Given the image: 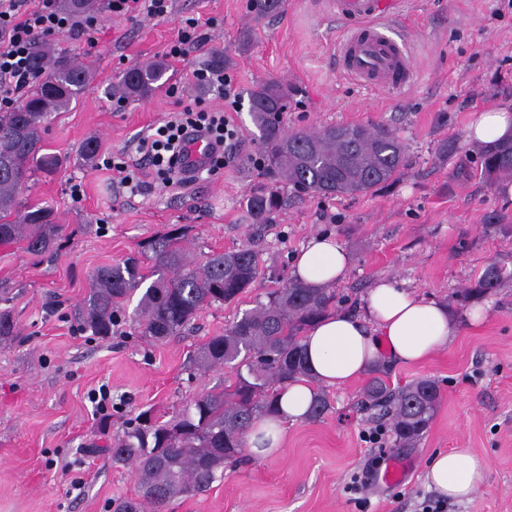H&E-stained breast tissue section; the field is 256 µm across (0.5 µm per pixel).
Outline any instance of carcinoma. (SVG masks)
I'll use <instances>...</instances> for the list:
<instances>
[{"instance_id": "cac0c4a2", "label": "carcinoma", "mask_w": 512, "mask_h": 512, "mask_svg": "<svg viewBox=\"0 0 512 512\" xmlns=\"http://www.w3.org/2000/svg\"><path fill=\"white\" fill-rule=\"evenodd\" d=\"M254 20L279 12L283 0H248ZM93 0H59L74 18L91 10ZM31 64L37 83L8 110L0 111V244L23 242L32 254L49 251L61 225L53 212L38 205L21 206L31 178L38 171L56 172L62 159L44 152L51 115L69 108L92 80V66L56 56L51 45L35 41ZM162 61L134 66L119 78L116 93L146 99L166 74ZM288 85L266 81L250 92V112L259 130L265 168L305 195L358 196L393 180L406 164V150L395 132L383 124L328 126L315 131L285 128ZM458 174L479 175L489 184L512 179V141L478 147L464 154ZM276 186L249 192L246 208L255 224H268L280 208ZM186 230L178 228L147 245L143 253L122 263L103 266L91 277L87 295L75 310L81 329L105 339L112 335L120 306L141 292L131 327L145 340L159 343L180 335L198 313L215 304H230L253 287L262 271L249 247L212 253L205 262L189 256ZM512 279V269L489 263L471 284L456 291L459 305ZM224 333L212 336L195 351V370L228 367L232 380L217 391L199 394L175 416L162 421L145 411L129 422L112 443V462L134 469L139 499L121 503V512H160L176 496L209 490L224 463L246 447L250 425L277 413L278 391L307 374L301 341L304 332L334 305L329 288H309L294 278L270 291ZM362 405L389 417L394 445L415 444L433 419L441 392L430 379L391 389L388 367L370 371Z\"/></svg>"}]
</instances>
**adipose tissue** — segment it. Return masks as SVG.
<instances>
[{"label": "adipose tissue", "mask_w": 512, "mask_h": 512, "mask_svg": "<svg viewBox=\"0 0 512 512\" xmlns=\"http://www.w3.org/2000/svg\"><path fill=\"white\" fill-rule=\"evenodd\" d=\"M468 136L481 143L512 138V113L496 109L477 113ZM350 258L334 239L311 238L293 260L294 276L313 288L346 278ZM453 324L445 305L388 278L377 281L361 312L330 313L302 340L308 373L280 394L278 414L258 421L247 433L251 450L267 455L280 447L286 423L305 419L320 387H340L359 380L376 363L418 364L447 346ZM487 470L484 458L458 448L437 454L428 463L429 488L455 501L471 500Z\"/></svg>", "instance_id": "obj_1"}]
</instances>
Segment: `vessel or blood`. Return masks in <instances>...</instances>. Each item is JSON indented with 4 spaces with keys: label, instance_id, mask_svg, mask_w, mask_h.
I'll return each instance as SVG.
<instances>
[{
    "label": "vessel or blood",
    "instance_id": "1",
    "mask_svg": "<svg viewBox=\"0 0 512 512\" xmlns=\"http://www.w3.org/2000/svg\"><path fill=\"white\" fill-rule=\"evenodd\" d=\"M399 0H332L346 21L337 52L343 71L362 86L403 91L411 87L414 66L409 41L391 18Z\"/></svg>",
    "mask_w": 512,
    "mask_h": 512
}]
</instances>
